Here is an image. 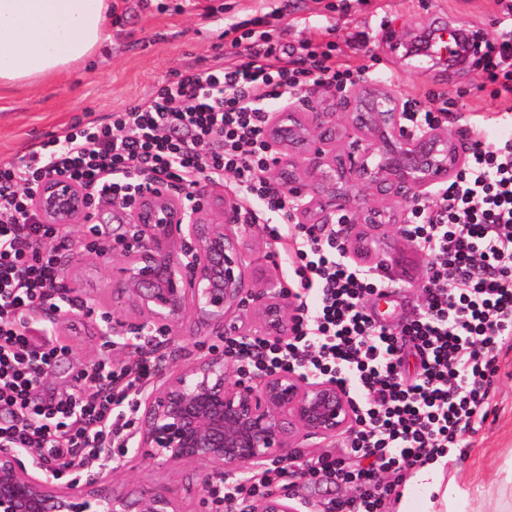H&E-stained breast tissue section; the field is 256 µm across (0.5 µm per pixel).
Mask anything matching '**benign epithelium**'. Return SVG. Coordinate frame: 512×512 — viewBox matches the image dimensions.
I'll list each match as a JSON object with an SVG mask.
<instances>
[{
  "mask_svg": "<svg viewBox=\"0 0 512 512\" xmlns=\"http://www.w3.org/2000/svg\"><path fill=\"white\" fill-rule=\"evenodd\" d=\"M269 148L278 175L288 177L298 224H340L348 253L361 257L368 232L408 223L416 206L432 201L431 188L456 175L472 148L469 133L444 126L412 127L401 98L367 81L329 98L314 88L292 105L269 113ZM47 224L104 219L127 226L112 241L125 259L122 290L140 316L136 334L157 330L168 341L191 317L201 336L262 333L288 336L297 292L269 277L248 286L242 243L252 225L239 223V198L156 182L134 202L103 197L101 204L63 177L47 179L33 195ZM235 318L234 323L227 318ZM131 434L137 449L171 466L200 463V491L263 464L298 463L296 448L347 433L354 415L348 397L329 379L292 370L250 373L217 346L159 371L139 401ZM18 449L0 451V512H179L163 489L129 502L101 494L99 471L85 482L62 484L30 473ZM305 501L267 493L249 512H304Z\"/></svg>",
  "mask_w": 512,
  "mask_h": 512,
  "instance_id": "obj_1",
  "label": "benign epithelium"
}]
</instances>
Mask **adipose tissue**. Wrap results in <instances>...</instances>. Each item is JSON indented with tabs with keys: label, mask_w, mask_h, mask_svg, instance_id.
Segmentation results:
<instances>
[{
	"label": "adipose tissue",
	"mask_w": 512,
	"mask_h": 512,
	"mask_svg": "<svg viewBox=\"0 0 512 512\" xmlns=\"http://www.w3.org/2000/svg\"><path fill=\"white\" fill-rule=\"evenodd\" d=\"M110 0H0V92L93 59L107 35ZM445 458L416 468L399 512H459L469 492Z\"/></svg>",
	"instance_id": "ef3b65f1"
}]
</instances>
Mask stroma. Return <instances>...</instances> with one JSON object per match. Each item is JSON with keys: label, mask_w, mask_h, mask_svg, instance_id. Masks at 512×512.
Instances as JSON below:
<instances>
[{"label": "stroma", "mask_w": 512, "mask_h": 512, "mask_svg": "<svg viewBox=\"0 0 512 512\" xmlns=\"http://www.w3.org/2000/svg\"><path fill=\"white\" fill-rule=\"evenodd\" d=\"M508 0H112L106 23L107 41L87 64H77L43 82L0 97V161H10L35 144L60 133L75 120L106 121L112 112L149 96L173 79L184 65L209 67L230 47L222 21L201 25L205 9L228 11L243 20L275 7L279 15L269 30L275 39L300 45L331 39L342 59L378 70L381 81L403 99L425 102L428 94L447 93L458 111L492 140L512 139V119L503 116L497 86L474 64L449 62L447 55L426 49L425 40L443 28L463 27L477 39H492L512 26ZM336 26L326 35L325 24ZM123 225L101 222L97 233L88 224L69 227L73 253L65 287L84 302L83 312H60L53 332L68 345L69 354L45 381L57 393L72 392L79 368L109 359L133 362L132 333L105 335V317L137 322L136 312L121 299V256H99L91 241L111 242ZM265 225L244 240L250 260L248 281L267 275L281 281L289 276L270 254ZM373 259L388 268L389 303L380 304L383 323L401 327L419 308L415 287L425 279L427 257L401 235L379 232L371 243ZM491 412L467 447L458 449L459 477L467 485L472 506L493 512L498 499V469L512 458V352L501 355ZM191 465L169 467L129 453L123 467L100 489L130 493L166 489L180 512H219L213 497L201 496ZM276 492L308 501L314 512H327L330 500L341 496L326 479L307 482L286 478Z\"/></svg>", "instance_id": "stroma-1"}]
</instances>
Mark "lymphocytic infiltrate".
I'll return each mask as SVG.
<instances>
[{
	"label": "lymphocytic infiltrate",
	"mask_w": 512,
	"mask_h": 512,
	"mask_svg": "<svg viewBox=\"0 0 512 512\" xmlns=\"http://www.w3.org/2000/svg\"><path fill=\"white\" fill-rule=\"evenodd\" d=\"M269 24L265 14L225 19L232 50L222 63L184 66L109 122L75 121L0 163V443L35 449L51 477L62 460L104 464L129 435L128 392L161 367L142 343L133 363H93L88 394L38 397L40 373L69 352L35 313L51 303L68 239L67 228L42 223L30 196L53 175L95 195L132 198L154 180L188 187L229 174L246 223L278 219L270 237L276 248L291 246L300 289L291 333L229 337L224 350L261 372L334 380L354 425L343 454L237 478L224 512H241L287 476L355 485L356 495L329 512H381L408 471L464 447L486 420L500 354L512 350V139L492 141L472 128L462 170L434 188L432 206L411 212L404 233L429 259L424 299L393 330L365 307L386 286L376 267L338 245L339 225L292 223L287 189L265 177L270 104L314 87L347 89L369 79V68L340 62L328 48L275 40ZM482 65L512 100V29L489 43Z\"/></svg>",
	"instance_id": "f902f5d3"
}]
</instances>
